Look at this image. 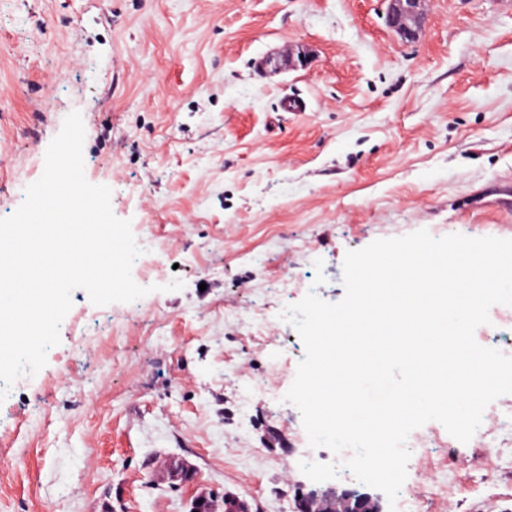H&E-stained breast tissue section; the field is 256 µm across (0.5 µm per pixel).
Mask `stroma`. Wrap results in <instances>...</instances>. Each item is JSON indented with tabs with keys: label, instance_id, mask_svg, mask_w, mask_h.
<instances>
[{
	"label": "stroma",
	"instance_id": "obj_1",
	"mask_svg": "<svg viewBox=\"0 0 512 512\" xmlns=\"http://www.w3.org/2000/svg\"><path fill=\"white\" fill-rule=\"evenodd\" d=\"M385 0H0V217L80 112L84 174L154 227L138 314L71 294L60 343L0 401V512H188L201 491L293 512L314 489L285 402L304 345L280 320L344 296L347 251L425 229L512 239V0H425L401 40ZM307 50L279 71L270 56ZM305 103L282 112V97ZM324 284H316L317 275ZM182 289L169 290L172 281ZM98 335L79 364L80 329ZM438 512H512L458 469L445 427ZM193 468L198 484L173 479Z\"/></svg>",
	"mask_w": 512,
	"mask_h": 512
}]
</instances>
